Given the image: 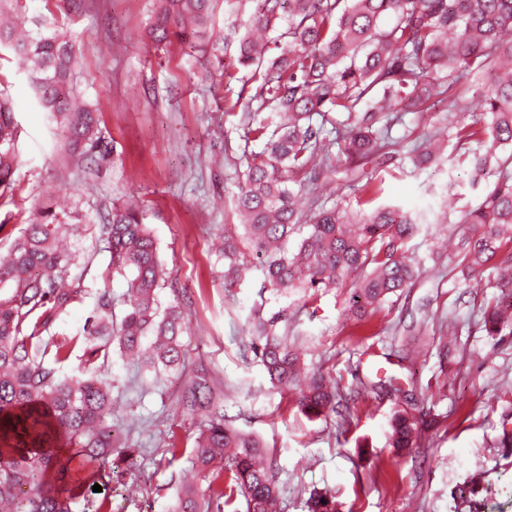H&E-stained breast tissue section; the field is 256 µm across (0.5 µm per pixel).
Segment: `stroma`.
Listing matches in <instances>:
<instances>
[{"label": "stroma", "mask_w": 512, "mask_h": 512, "mask_svg": "<svg viewBox=\"0 0 512 512\" xmlns=\"http://www.w3.org/2000/svg\"><path fill=\"white\" fill-rule=\"evenodd\" d=\"M26 27L37 19L75 36L81 50L74 85L102 114L119 158L103 167L73 166L50 113L35 102L26 75L0 48V90L13 102L19 125L18 185L14 200L0 198V252L25 225L27 211L53 201L77 208L68 238L78 265L73 275L99 280L109 262L97 229L99 211L132 204L143 212L173 284L161 305L179 302L189 330L186 368L155 375L139 360L111 353L104 366L120 407L112 423L134 451L135 466L105 465L100 482L112 487V512H169L183 482L204 489L190 464L201 415L182 414L178 398L197 375L224 392V418L260 437L273 453L282 512H304L312 489L330 493L342 512H453L451 491L480 478L483 512H512V448L499 447L503 419L512 411V335L490 336L479 324L488 283L464 280L456 252L460 224H426L406 248L416 269L410 288L353 331L346 296L332 290L315 305L300 294L276 296L262 288L255 256L238 283H224V263L211 241L243 228L234 194L244 153L254 150L238 119L226 115L224 80L191 43L167 48L145 35L154 0H88L82 14H60L57 0H26ZM413 114L395 126L401 153L382 172V200L413 210L475 203L470 167L449 155L444 166L416 170L405 161ZM278 328L294 338L301 362L326 380L354 389L348 424L310 418L299 391L272 388L251 343L258 320L279 310ZM448 339V367L439 369V337ZM415 380L420 413L430 423L419 447L396 455L388 420L397 397L377 395L368 379ZM176 440L182 456L164 448Z\"/></svg>", "instance_id": "1"}]
</instances>
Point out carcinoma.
Masks as SVG:
<instances>
[{"label":"carcinoma","instance_id":"cac0c4a2","mask_svg":"<svg viewBox=\"0 0 512 512\" xmlns=\"http://www.w3.org/2000/svg\"><path fill=\"white\" fill-rule=\"evenodd\" d=\"M217 2L157 0L149 35L159 46L190 40L204 53L233 46L235 59L252 68L256 106L242 112V124L247 140L262 148L250 153L235 202L250 246L264 256L263 288L280 296L301 289L307 302L346 290L357 324L401 295L415 277L404 247L426 220L377 204L382 183L364 175V166L393 163L388 133L401 113L469 112L466 124L420 133L408 158L415 169L438 167L451 138L474 181L485 183L477 205L441 223L467 225L459 241L464 279L488 271L500 289L481 307L486 334L512 332L505 317L512 311V0H224L227 13L253 3L233 45L215 30ZM23 25L19 14L13 26L0 25V46L14 54L70 152L97 166L109 162L114 140L94 106L70 88L75 41L56 30L27 34ZM485 71L488 92L464 98L462 88ZM17 137L12 103L0 95L1 197L14 195ZM342 157L350 180L361 182L358 206L367 213L327 208L315 195L314 185L335 176ZM73 220L50 202L40 205L0 258V512H71L72 500L92 488L101 461L114 457L134 467L132 449L112 427V382L100 371L99 360L112 346L122 354L142 352V362L156 372L185 364L182 310L177 303L159 305L168 274L157 243L143 214L114 205L99 214L109 263L83 326L81 376H58L77 339L57 342L49 359L42 336L88 293L82 277L71 275L75 256L60 244L62 226ZM304 225L308 232L288 252V237ZM220 256L225 282L239 281L244 262L234 237L224 236ZM114 273L130 274L128 308L119 319L108 288ZM286 316L281 310L259 323L256 358L274 388L301 387L303 413H336L343 400L339 384L317 373L299 382V358L276 331ZM179 407L186 415L207 412L191 455L207 487L201 495L182 487L171 512H238L241 498L246 512H277L274 462H261L266 445L259 437L224 422L223 396L196 382ZM422 426L411 396L391 415L390 447L409 451L419 444ZM476 494L452 491L469 512L480 510ZM306 507L338 512L335 498L316 490Z\"/></svg>","mask_w":512,"mask_h":512}]
</instances>
